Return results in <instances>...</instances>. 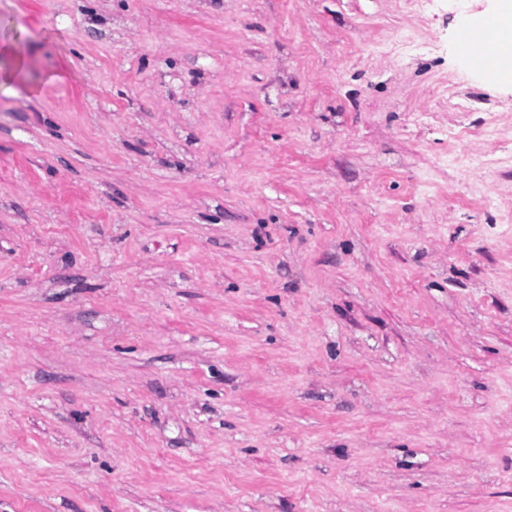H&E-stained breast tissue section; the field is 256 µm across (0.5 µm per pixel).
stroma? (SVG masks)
Wrapping results in <instances>:
<instances>
[{
  "instance_id": "stroma-1",
  "label": "stroma",
  "mask_w": 512,
  "mask_h": 512,
  "mask_svg": "<svg viewBox=\"0 0 512 512\" xmlns=\"http://www.w3.org/2000/svg\"><path fill=\"white\" fill-rule=\"evenodd\" d=\"M496 0H0V512H512Z\"/></svg>"
}]
</instances>
